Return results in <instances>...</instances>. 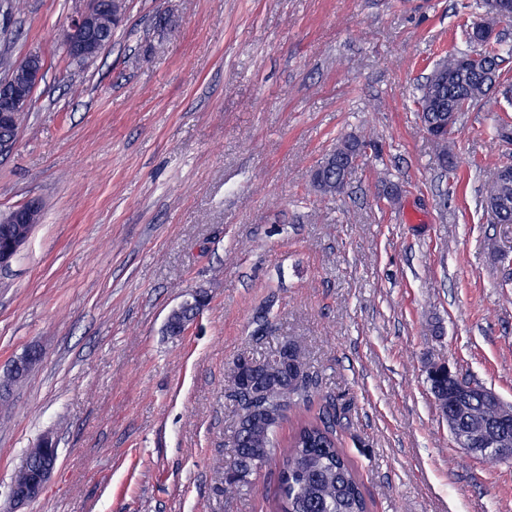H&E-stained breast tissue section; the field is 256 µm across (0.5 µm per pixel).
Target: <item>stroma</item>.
<instances>
[{
    "label": "stroma",
    "mask_w": 512,
    "mask_h": 512,
    "mask_svg": "<svg viewBox=\"0 0 512 512\" xmlns=\"http://www.w3.org/2000/svg\"><path fill=\"white\" fill-rule=\"evenodd\" d=\"M22 3L0 51L45 77L0 157V212L44 210L0 271V372L41 360L0 406V512H265L266 475L224 491L227 376L286 337L313 407L336 402L371 512H512V461L458 448L428 379L444 365L512 403V224L484 206L512 161V24L503 85L459 115L446 166L415 101L444 52L473 51L482 0H128L80 67L61 42L76 0ZM349 133L380 149L321 196L310 173ZM195 290L205 307L168 335ZM46 431L56 471L14 507ZM40 358V354L35 349L28 350L23 356L16 358L12 361L9 370L7 371V376L13 377H21L29 374L31 369L35 366ZM5 377V379H6ZM4 380H0V397L2 398L4 392H6L9 388L5 389Z\"/></svg>",
    "instance_id": "35a3bbf8"
}]
</instances>
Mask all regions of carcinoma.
Here are the masks:
<instances>
[{"mask_svg":"<svg viewBox=\"0 0 512 512\" xmlns=\"http://www.w3.org/2000/svg\"><path fill=\"white\" fill-rule=\"evenodd\" d=\"M485 13L472 27H496L511 23L484 0ZM480 47L475 53L450 54L426 78L417 100L423 124L441 130L455 122L459 112L479 104L499 83L501 76L496 39L489 43L468 33ZM368 142L358 135L343 138L311 174L313 188L322 195L340 191L356 157ZM485 206L501 224H512V181L495 174L485 190ZM193 322L190 311L171 316L169 331L180 334ZM437 406L448 407V381L429 377ZM237 408L231 444L233 453L224 462V490H241L265 467L274 475L273 493L267 497L268 512H370L364 485L352 460L340 448L336 403L329 401L314 418L297 422L289 437L280 441L277 430L287 411L307 404L316 382L308 371L300 346L282 341L264 358L241 356L228 375Z\"/></svg>","mask_w":512,"mask_h":512,"instance_id":"carcinoma-1","label":"carcinoma"}]
</instances>
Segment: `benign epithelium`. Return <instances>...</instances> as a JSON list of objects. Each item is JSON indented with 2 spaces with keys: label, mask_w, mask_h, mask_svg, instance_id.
Instances as JSON below:
<instances>
[{
  "label": "benign epithelium",
  "mask_w": 512,
  "mask_h": 512,
  "mask_svg": "<svg viewBox=\"0 0 512 512\" xmlns=\"http://www.w3.org/2000/svg\"><path fill=\"white\" fill-rule=\"evenodd\" d=\"M81 2L82 5L69 15L63 25V45L75 56L94 57L101 51L98 40L99 18L107 0ZM43 74L41 57L32 54L16 65L9 76L0 82V127H10L15 113L28 106L29 90L40 83ZM38 208L40 202L32 200L0 217L3 224L27 225L24 232L0 248L1 268L11 266L20 249L28 241L34 230V211ZM39 358L37 350H28L23 356L12 361L7 375H28ZM446 375L449 407L460 409L469 403L478 402L497 414L495 421L476 434L461 432L456 417L448 416V427L454 440L473 455L482 456L493 450L501 458L512 459V436L504 430V424L512 420V405L504 403L496 393L481 384L465 383L450 371L446 372ZM35 450L42 454L38 468L33 471L30 463H25L19 477L11 486V498L18 507L41 496L57 465L58 451L51 435H44L35 446Z\"/></svg>",
  "instance_id": "obj_1"
}]
</instances>
